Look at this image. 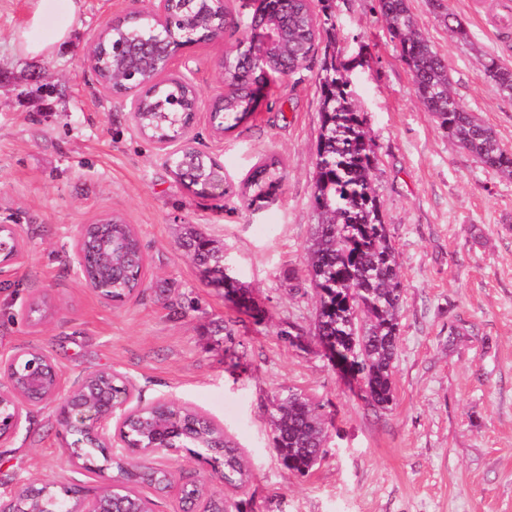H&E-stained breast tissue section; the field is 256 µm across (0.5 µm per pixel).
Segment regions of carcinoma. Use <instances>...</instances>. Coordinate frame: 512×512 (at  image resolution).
Returning a JSON list of instances; mask_svg holds the SVG:
<instances>
[{
	"label": "carcinoma",
	"mask_w": 512,
	"mask_h": 512,
	"mask_svg": "<svg viewBox=\"0 0 512 512\" xmlns=\"http://www.w3.org/2000/svg\"><path fill=\"white\" fill-rule=\"evenodd\" d=\"M329 0H317L315 11L306 0H271L272 23H284L285 37L268 57L255 65L256 73L283 75L302 68L314 48L319 14L327 13ZM379 9L387 30L397 39L401 58L413 75L415 92L426 108L439 120L448 137L476 156L486 167L512 180V149L495 133L465 110L450 89L448 65L420 33L408 0H379ZM204 33L219 23L204 0H186L180 13L165 17L164 23L177 26L180 21ZM142 22L131 20L110 31L97 55L93 71L99 78L121 90L125 88L122 66L126 64L125 45L138 37ZM484 74L498 91L512 98V68L497 56L482 59ZM153 95L138 100L136 122L140 132L153 138L184 135L193 121L187 104L192 99L189 87L174 74H149ZM322 110L313 183L317 224L307 247L310 282L316 291L317 306L314 337L336 343L344 356L357 366L360 392L367 405L384 408L393 397V368L398 355L399 312L402 284L395 248L385 224L380 201L373 185L375 156L364 129L365 120L358 105L347 92L348 81L335 65L325 69L319 81ZM249 94L244 88L224 97V112L219 117L233 124L248 116ZM174 173L202 188L219 180L209 157L186 145L170 156ZM281 180V162L275 157L261 159L243 182L248 205L263 201ZM112 224V295L129 297L141 287L146 259L133 228L118 217ZM182 246L201 267L204 280L224 282L233 303L253 311L260 321L263 311L250 291L239 281L224 280V254L212 241L190 228ZM180 420L160 423L151 409H140L126 423L131 438L146 448L157 438H166L176 448H208L222 458L224 483L243 486L249 470L243 452L223 429L197 411L179 406ZM274 447L288 469L304 475L317 464L326 441L325 423L318 405L303 394L290 391L273 402L270 410ZM154 487L162 491L171 486L175 475L164 469L145 473Z\"/></svg>",
	"instance_id": "obj_1"
}]
</instances>
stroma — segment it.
Listing matches in <instances>:
<instances>
[{"mask_svg":"<svg viewBox=\"0 0 512 512\" xmlns=\"http://www.w3.org/2000/svg\"><path fill=\"white\" fill-rule=\"evenodd\" d=\"M445 3L468 41L431 0H409L454 96L512 149V99L478 65L490 53L512 67V31L499 28L492 0ZM226 4L235 25L174 65L201 92L187 135L224 168L223 195L203 197L166 164L177 144L142 135L131 101L108 95L86 61L113 18L154 0H77L66 43L44 57L16 41L36 0H0V224L21 225L25 240L22 261L0 273V358L43 350L67 388L116 372L133 404L184 405L223 426L249 465L242 487L224 485L203 448L148 461L206 482L229 512H512V181L449 139L421 104L378 0H331L332 21L305 66L273 79L245 121L217 134L208 102L223 94L221 62L247 41L254 14L242 0ZM331 59L367 118L400 265L398 357L383 409L365 404L313 335L306 245L317 222L318 81ZM270 155L282 162L281 187L247 206L242 182ZM105 214L135 228L146 258L142 287L121 303L77 270L79 229ZM189 224L223 247L263 322L206 285L182 246ZM291 391L318 404L327 430L326 453L305 475L272 444L271 403ZM23 414L21 432L0 443L1 506L28 487L90 497L118 479L99 448L69 457L55 406Z\"/></svg>","mask_w":512,"mask_h":512,"instance_id":"1","label":"stroma"}]
</instances>
